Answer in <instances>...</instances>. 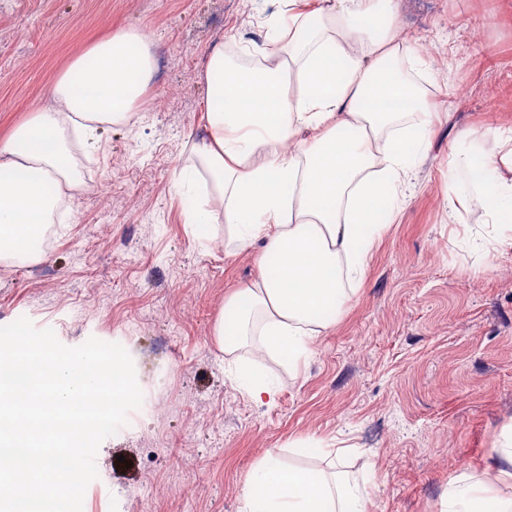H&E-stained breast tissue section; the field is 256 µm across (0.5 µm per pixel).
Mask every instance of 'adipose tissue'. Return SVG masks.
<instances>
[{
    "label": "adipose tissue",
    "instance_id": "ef3b65f1",
    "mask_svg": "<svg viewBox=\"0 0 512 512\" xmlns=\"http://www.w3.org/2000/svg\"><path fill=\"white\" fill-rule=\"evenodd\" d=\"M265 42L248 66L216 48L205 80L204 134L177 181L207 175L222 206L228 254L258 249V274L224 299L215 328L232 380L255 403L273 382L236 352L257 337L266 357L295 366L336 321L384 230L382 209L402 204L430 144L433 115L422 85L396 66L395 0H274ZM151 57L141 36L119 30L77 55L56 81L57 108L36 109L0 140V265L33 256L62 187L73 184L67 132L93 138L132 121ZM419 115L414 141L398 126ZM451 213L479 203L496 239L512 247V179L493 156L461 152L448 170ZM494 481L464 477L444 512H512V433L502 437ZM346 473L284 464L268 450L251 472L241 512H366Z\"/></svg>",
    "mask_w": 512,
    "mask_h": 512
}]
</instances>
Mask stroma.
Returning <instances> with one entry per match:
<instances>
[{
    "instance_id": "stroma-1",
    "label": "stroma",
    "mask_w": 512,
    "mask_h": 512,
    "mask_svg": "<svg viewBox=\"0 0 512 512\" xmlns=\"http://www.w3.org/2000/svg\"><path fill=\"white\" fill-rule=\"evenodd\" d=\"M399 27L435 78V134L406 204L385 226L366 276L335 325L258 405L225 372L213 329L224 298L257 274V253L227 255L224 225L194 239L176 174L205 123V68L223 47L263 44L262 0H0V138L53 102L78 53L121 29L149 38L156 64L132 124L73 142L69 192L40 261L0 270V326L29 318L73 347L121 344L143 394L96 456L83 512H240L266 451L328 468L314 442L352 446L368 512H441L449 483L501 463L512 429V250L461 244L483 229L474 207L448 216V168L477 131L486 153L512 126V0H397ZM109 184L101 193L100 184ZM206 204V203H203ZM219 213L218 201L206 204Z\"/></svg>"
}]
</instances>
